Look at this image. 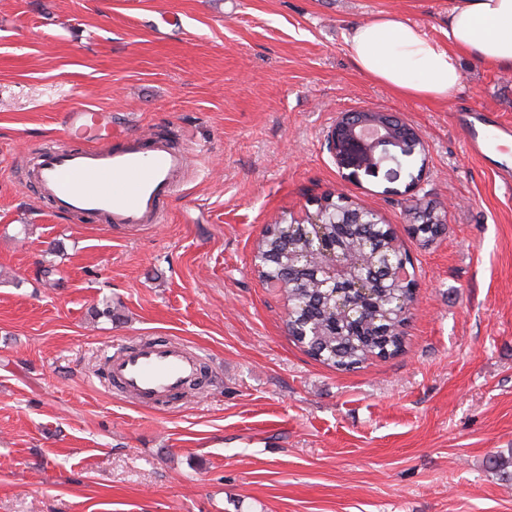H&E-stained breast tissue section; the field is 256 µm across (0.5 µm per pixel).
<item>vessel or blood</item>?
<instances>
[{
  "instance_id": "vessel-or-blood-1",
  "label": "vessel or blood",
  "mask_w": 512,
  "mask_h": 512,
  "mask_svg": "<svg viewBox=\"0 0 512 512\" xmlns=\"http://www.w3.org/2000/svg\"><path fill=\"white\" fill-rule=\"evenodd\" d=\"M472 150L502 140L507 130L476 121L472 112L453 116ZM109 113L80 104L66 115L69 132L97 127L89 145L70 147L57 140L41 145L33 158L31 181L56 213L105 224L142 226L161 223L191 157L187 149L146 135L113 146ZM203 364L199 353L177 341H146L123 348L109 360L110 381L120 393L156 407L173 402Z\"/></svg>"
}]
</instances>
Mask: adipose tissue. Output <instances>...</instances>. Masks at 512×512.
<instances>
[{
	"instance_id": "obj_1",
	"label": "adipose tissue",
	"mask_w": 512,
	"mask_h": 512,
	"mask_svg": "<svg viewBox=\"0 0 512 512\" xmlns=\"http://www.w3.org/2000/svg\"><path fill=\"white\" fill-rule=\"evenodd\" d=\"M446 41L382 15L354 26L345 42L363 76L411 98L447 102L459 91L461 60L512 68V0H451Z\"/></svg>"
}]
</instances>
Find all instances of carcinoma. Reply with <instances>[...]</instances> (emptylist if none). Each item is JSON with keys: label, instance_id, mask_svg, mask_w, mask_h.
<instances>
[{"label": "carcinoma", "instance_id": "carcinoma-1", "mask_svg": "<svg viewBox=\"0 0 512 512\" xmlns=\"http://www.w3.org/2000/svg\"><path fill=\"white\" fill-rule=\"evenodd\" d=\"M326 230L330 241L341 252H358L367 244L372 249H384L388 245L391 228L379 222V217L370 215L362 218L358 213L363 208L354 205L343 195L329 194L324 197ZM420 224L415 231L429 238L439 236L445 224L439 214L424 209L418 215ZM304 225L269 224L257 246L271 254L274 261L267 267V273L276 277L296 280L293 274H285L284 262L287 256L302 249ZM363 287L367 292L351 296L360 300L361 312L356 318H348L336 307V300L321 293L318 288L303 287L286 289L288 305L298 320L319 324L321 335L303 342L307 352L316 360L341 371L360 368L368 360L379 357L389 358L402 350L404 327L409 316L398 315L391 310V299L410 296V284L401 283L383 272L377 277L363 275Z\"/></svg>", "mask_w": 512, "mask_h": 512}]
</instances>
